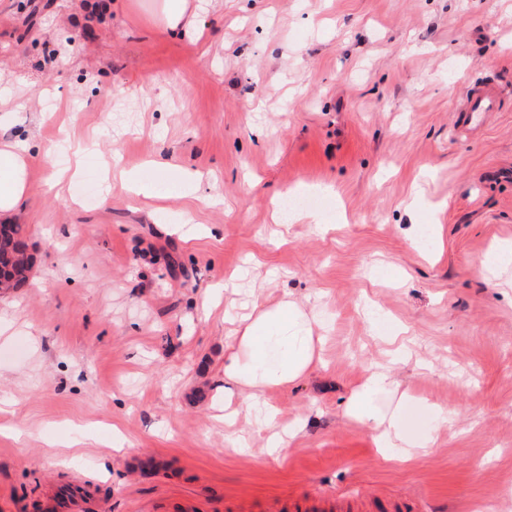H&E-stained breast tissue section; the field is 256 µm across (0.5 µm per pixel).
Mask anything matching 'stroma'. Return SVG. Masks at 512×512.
Here are the masks:
<instances>
[{
    "label": "stroma",
    "instance_id": "35a3bbf8",
    "mask_svg": "<svg viewBox=\"0 0 512 512\" xmlns=\"http://www.w3.org/2000/svg\"><path fill=\"white\" fill-rule=\"evenodd\" d=\"M0 0V140L29 146L28 287L0 293V512H512V102L452 132L464 84L512 88V0ZM82 173L52 187L59 152ZM154 186H123L119 171ZM312 193L311 224L274 223ZM291 302L320 363L225 430L230 317ZM373 371L446 411L389 460L344 406ZM187 0H166L162 2L161 13L165 27L168 30L192 31L194 12L187 13Z\"/></svg>",
    "mask_w": 512,
    "mask_h": 512
}]
</instances>
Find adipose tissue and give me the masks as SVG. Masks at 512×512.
I'll use <instances>...</instances> for the list:
<instances>
[{"label": "adipose tissue", "instance_id": "1", "mask_svg": "<svg viewBox=\"0 0 512 512\" xmlns=\"http://www.w3.org/2000/svg\"><path fill=\"white\" fill-rule=\"evenodd\" d=\"M27 146L25 142L0 141V173L6 174L5 186L0 187V214L17 210L27 191ZM316 351L312 331L302 313L289 304L277 312H259L255 317L238 323L231 332L229 353L224 364V377L236 388L247 389L243 405L253 410L259 394L271 385L295 382L313 364ZM390 387L385 373H371L362 393L346 402L345 413L362 423L373 424L378 432L380 447L403 451L426 449L430 438L413 432L407 402L397 403L387 413L374 408L372 396L387 392Z\"/></svg>", "mask_w": 512, "mask_h": 512}]
</instances>
